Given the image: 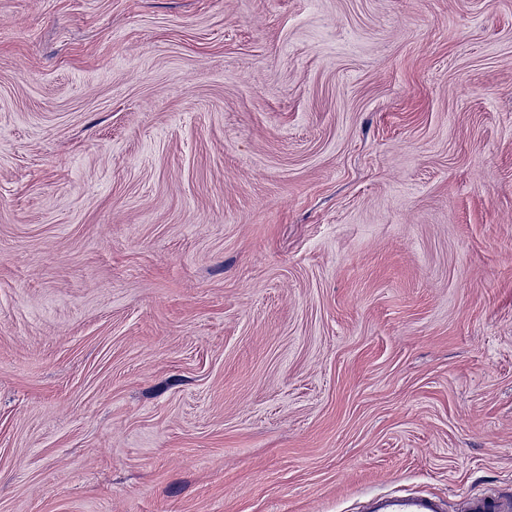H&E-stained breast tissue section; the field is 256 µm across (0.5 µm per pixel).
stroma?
Segmentation results:
<instances>
[{"instance_id": "1", "label": "stroma", "mask_w": 512, "mask_h": 512, "mask_svg": "<svg viewBox=\"0 0 512 512\" xmlns=\"http://www.w3.org/2000/svg\"><path fill=\"white\" fill-rule=\"evenodd\" d=\"M512 497V0H0V512Z\"/></svg>"}]
</instances>
